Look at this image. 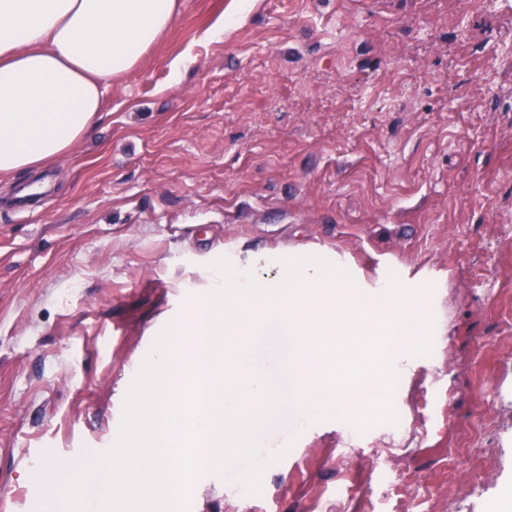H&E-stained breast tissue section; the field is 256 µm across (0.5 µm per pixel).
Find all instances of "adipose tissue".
<instances>
[{
  "instance_id": "ef3b65f1",
  "label": "adipose tissue",
  "mask_w": 512,
  "mask_h": 512,
  "mask_svg": "<svg viewBox=\"0 0 512 512\" xmlns=\"http://www.w3.org/2000/svg\"><path fill=\"white\" fill-rule=\"evenodd\" d=\"M176 0H0V175L68 152L100 118L104 81L134 71Z\"/></svg>"
}]
</instances>
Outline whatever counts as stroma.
<instances>
[{
    "mask_svg": "<svg viewBox=\"0 0 512 512\" xmlns=\"http://www.w3.org/2000/svg\"><path fill=\"white\" fill-rule=\"evenodd\" d=\"M298 246L435 289L438 340L373 416L284 402L256 471L192 482V512H492L512 486V0H178L86 136L0 175V512H59L35 461L116 441L113 394L183 319L175 289ZM242 347L287 389L294 337L222 353Z\"/></svg>",
    "mask_w": 512,
    "mask_h": 512,
    "instance_id": "obj_1",
    "label": "stroma"
}]
</instances>
